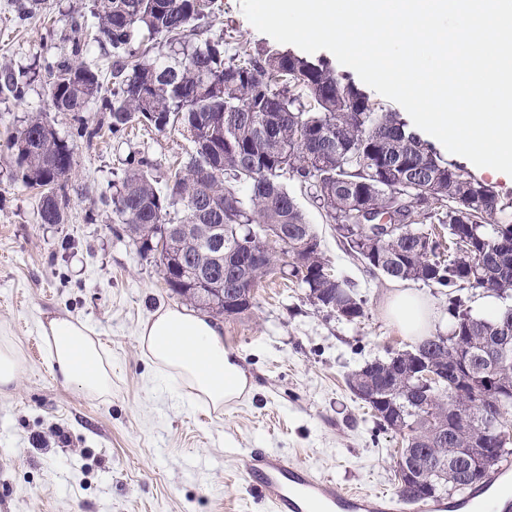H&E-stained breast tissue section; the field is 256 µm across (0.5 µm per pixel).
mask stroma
I'll return each instance as SVG.
<instances>
[{
	"mask_svg": "<svg viewBox=\"0 0 512 512\" xmlns=\"http://www.w3.org/2000/svg\"><path fill=\"white\" fill-rule=\"evenodd\" d=\"M92 8L93 0H41L22 20L16 0H0V65L38 74L25 99L0 92V336L24 356L16 382L0 388V512H268L241 476L246 448L287 456L345 490L394 494L401 439L378 425L347 378L414 348L383 313L400 283L367 272L295 181L288 189L333 270L364 299L363 317H325L281 274L261 281L250 314L219 320L255 385L220 413L177 399L143 359L139 324L180 300L103 198L128 155L155 160L164 179L194 145L182 132L142 125L117 140H87L73 113L50 108L47 66L70 55L72 21ZM208 36L229 56L240 43H273L240 0H217ZM38 113L74 148L60 224L38 223V200L15 180L3 146ZM56 317L86 322L111 350L107 399L55 378L41 326Z\"/></svg>",
	"mask_w": 512,
	"mask_h": 512,
	"instance_id": "obj_1",
	"label": "stroma"
}]
</instances>
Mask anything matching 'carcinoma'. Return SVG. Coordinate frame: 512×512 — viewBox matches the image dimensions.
Instances as JSON below:
<instances>
[{
    "mask_svg": "<svg viewBox=\"0 0 512 512\" xmlns=\"http://www.w3.org/2000/svg\"><path fill=\"white\" fill-rule=\"evenodd\" d=\"M214 0H97L91 19L73 21L72 56L50 68L49 100L57 112L95 102L107 115L83 132L117 135L134 124L158 132L180 127L194 152L164 188L149 158L126 159L112 183V214L140 252L158 256L172 293L226 317L255 307L241 292L260 281L288 248L289 275L328 316L354 322L364 301L330 268L318 236L281 181L287 174L321 208L349 252L372 274L448 289L453 318L447 340L415 346L429 362L460 377L454 391L430 397L415 388L412 367L391 358L348 380L353 394L403 435L411 455L396 462V495L409 502L451 496L512 453V306L492 318L463 307L456 292L483 289L512 298V201L464 167L445 160L396 112L323 59L267 46L225 56L203 38ZM158 39L166 52L144 38ZM116 53L111 85L79 60L89 42ZM0 80L23 99L33 77L7 65ZM6 149L15 177L38 196L41 224L64 221L59 195L72 170L73 148L42 117L11 133ZM368 207L391 212L397 228L377 244L344 234ZM427 218L448 225V259L436 237L418 228ZM482 426L485 434L475 432ZM469 448H487L479 463ZM418 479L405 477V468Z\"/></svg>",
    "mask_w": 512,
    "mask_h": 512,
    "instance_id": "carcinoma-1",
    "label": "carcinoma"
}]
</instances>
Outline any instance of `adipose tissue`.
<instances>
[{"label": "adipose tissue", "instance_id": "1", "mask_svg": "<svg viewBox=\"0 0 512 512\" xmlns=\"http://www.w3.org/2000/svg\"><path fill=\"white\" fill-rule=\"evenodd\" d=\"M385 314L416 341L435 332L439 322L431 302L411 288L396 289ZM42 336L63 384L92 399L111 395L112 354L86 323L54 318L43 325ZM136 339L143 358L189 403L220 411L254 388L238 354L225 346L220 326L208 317L164 307L139 325Z\"/></svg>", "mask_w": 512, "mask_h": 512}]
</instances>
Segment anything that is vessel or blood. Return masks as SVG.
Returning a JSON list of instances; mask_svg holds the SVG:
<instances>
[{
  "instance_id": "vessel-or-blood-1",
  "label": "vessel or blood",
  "mask_w": 512,
  "mask_h": 512,
  "mask_svg": "<svg viewBox=\"0 0 512 512\" xmlns=\"http://www.w3.org/2000/svg\"><path fill=\"white\" fill-rule=\"evenodd\" d=\"M242 476L266 502L268 512H405L400 498L374 492L339 489L329 478L315 474L285 457L257 448L242 456ZM512 483V465L498 468L482 488L468 489L452 499L417 504V512H512V493H499Z\"/></svg>"
}]
</instances>
